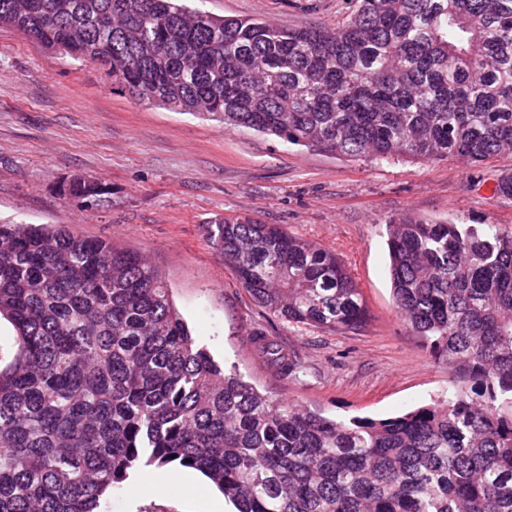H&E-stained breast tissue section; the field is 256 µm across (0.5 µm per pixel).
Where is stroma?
I'll return each instance as SVG.
<instances>
[{
  "instance_id": "35a3bbf8",
  "label": "stroma",
  "mask_w": 512,
  "mask_h": 512,
  "mask_svg": "<svg viewBox=\"0 0 512 512\" xmlns=\"http://www.w3.org/2000/svg\"><path fill=\"white\" fill-rule=\"evenodd\" d=\"M222 17L282 28L333 25L350 0H191ZM512 154L456 160L350 161L245 129L171 112L113 85L102 66L46 50L0 27V219L64 224L142 254L165 276L198 346L274 399L330 418H386L446 391L448 366L398 315L386 224L410 214L456 224L512 225V200L494 193ZM108 187L98 206L60 195L75 174ZM249 218L334 250L370 313L339 334L297 327L258 305L209 235L217 218ZM263 328L297 356L299 378L279 376L250 336ZM168 494H160V487ZM198 471H135L109 512H232Z\"/></svg>"
}]
</instances>
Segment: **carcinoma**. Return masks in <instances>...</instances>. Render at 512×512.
Segmentation results:
<instances>
[{
	"label": "carcinoma",
	"mask_w": 512,
	"mask_h": 512,
	"mask_svg": "<svg viewBox=\"0 0 512 512\" xmlns=\"http://www.w3.org/2000/svg\"><path fill=\"white\" fill-rule=\"evenodd\" d=\"M0 26L140 101L351 160L481 163L512 152V0H357L282 29L181 0H0ZM61 195L108 193L75 175ZM224 265L294 325L368 321L337 254L279 224L220 219ZM398 314L448 363L447 395L331 419L273 400L195 344L136 249L0 222V512H101L142 467L202 472L237 512H512V227L387 224ZM281 376L300 365L257 329Z\"/></svg>",
	"instance_id": "cac0c4a2"
}]
</instances>
